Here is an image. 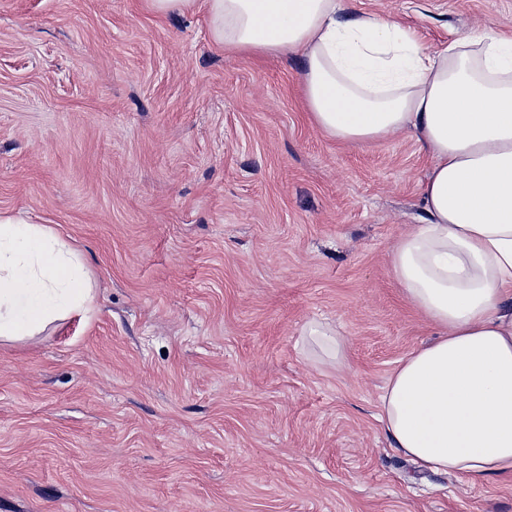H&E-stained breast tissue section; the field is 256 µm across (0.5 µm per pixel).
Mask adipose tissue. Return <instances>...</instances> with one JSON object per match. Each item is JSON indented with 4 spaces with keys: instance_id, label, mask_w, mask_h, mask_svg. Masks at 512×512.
<instances>
[{
    "instance_id": "ef3b65f1",
    "label": "adipose tissue",
    "mask_w": 512,
    "mask_h": 512,
    "mask_svg": "<svg viewBox=\"0 0 512 512\" xmlns=\"http://www.w3.org/2000/svg\"><path fill=\"white\" fill-rule=\"evenodd\" d=\"M213 39L254 56L300 54L304 105L336 141L412 134L431 164L421 223L390 255L437 339L400 359L378 419L393 450L462 480L512 475V38L486 30L424 48L339 0H205ZM76 250L0 212V340L32 339L89 308Z\"/></svg>"
}]
</instances>
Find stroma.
<instances>
[{"instance_id":"stroma-1","label":"stroma","mask_w":512,"mask_h":512,"mask_svg":"<svg viewBox=\"0 0 512 512\" xmlns=\"http://www.w3.org/2000/svg\"><path fill=\"white\" fill-rule=\"evenodd\" d=\"M341 4L432 50L512 34V0ZM302 72L217 44L200 5L0 0V211L73 244L96 294L0 342V512H512V476L389 446L382 388L434 338L390 273L429 160L325 135ZM305 336L318 340L326 350L328 357L336 361V366L342 364L343 347L338 335L334 337L319 325L310 324L306 329Z\"/></svg>"}]
</instances>
